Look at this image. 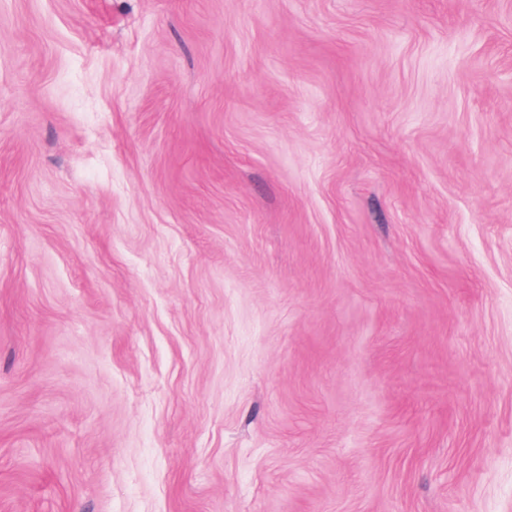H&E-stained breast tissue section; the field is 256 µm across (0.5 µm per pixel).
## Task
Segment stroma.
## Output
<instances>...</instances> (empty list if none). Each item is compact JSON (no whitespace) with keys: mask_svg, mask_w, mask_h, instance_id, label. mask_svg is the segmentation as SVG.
<instances>
[{"mask_svg":"<svg viewBox=\"0 0 512 512\" xmlns=\"http://www.w3.org/2000/svg\"><path fill=\"white\" fill-rule=\"evenodd\" d=\"M0 512H512V0H0Z\"/></svg>","mask_w":512,"mask_h":512,"instance_id":"obj_1","label":"stroma"}]
</instances>
